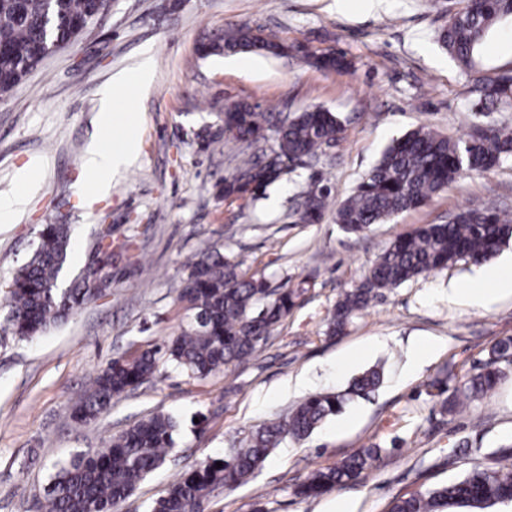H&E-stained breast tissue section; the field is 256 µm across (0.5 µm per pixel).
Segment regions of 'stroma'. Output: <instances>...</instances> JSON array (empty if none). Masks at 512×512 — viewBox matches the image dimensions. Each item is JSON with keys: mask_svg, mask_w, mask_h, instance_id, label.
Segmentation results:
<instances>
[{"mask_svg": "<svg viewBox=\"0 0 512 512\" xmlns=\"http://www.w3.org/2000/svg\"><path fill=\"white\" fill-rule=\"evenodd\" d=\"M464 0H110L76 40L48 56L0 98V201L23 196L0 216V288L29 259L45 224H69V283L104 228L117 251L103 297L28 342L0 335V512H40L55 462L95 449L142 417L163 411L180 423L166 464L148 476L121 512H148L174 475L227 456L252 431L309 395L347 391L379 366L382 385L351 399L310 437L276 448L245 485L214 491L206 512H385L396 496L497 467L499 443L512 438V362L496 388L460 413L443 416L430 383L458 385L512 338V295L489 310L449 299V285L476 287L477 266L447 269L384 291L339 336L326 319L342 291L397 236L438 224L494 198L512 211V161L441 191L423 206L345 233L332 216L297 224L292 213L315 179L336 201L351 195L384 149L422 126L456 139L471 118L473 84L434 41ZM246 23L313 52L351 59L345 74L304 63L300 55H253L245 72L223 57H201L203 38ZM150 86L136 82L142 61ZM129 83L113 110L135 119L136 162L98 193L86 170L100 136L101 100L117 73ZM295 113L311 105L335 112L344 140L330 156L269 186L242 210H225L219 183L233 168L214 151L209 125L225 100ZM272 284L312 281L295 307L249 360L198 381L169 370L115 402L94 424L76 426L72 400L116 355L181 331L178 291L202 244ZM435 342L414 370V347ZM379 444L384 452L359 482L315 498L295 495L310 471Z\"/></svg>", "mask_w": 512, "mask_h": 512, "instance_id": "35a3bbf8", "label": "stroma"}]
</instances>
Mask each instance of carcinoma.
<instances>
[{
    "label": "carcinoma",
    "mask_w": 512,
    "mask_h": 512,
    "mask_svg": "<svg viewBox=\"0 0 512 512\" xmlns=\"http://www.w3.org/2000/svg\"><path fill=\"white\" fill-rule=\"evenodd\" d=\"M105 0H0V96L19 86L44 60V41L67 44L104 8ZM512 18V0H467L437 33V42L474 77L472 111L485 117L467 126L456 140L422 126L396 140L356 190L336 208L335 221L348 234H362L374 224L416 208L470 174L488 172L512 160V124L488 121L512 99V67L493 74L477 70L480 50L490 32ZM203 55L256 53L286 57L293 51L273 34L235 25L202 44ZM316 67L342 74L351 61L341 52L306 53ZM222 135L212 139L236 147L242 158L224 179L227 208H240L294 168L329 155L344 139L341 120L318 106L292 116L256 111L238 101L218 115ZM333 200L332 188L313 181L294 211L299 222L315 224ZM37 249L8 285V312L0 332L20 341L60 324L76 310L97 301L108 281L112 242L99 239L70 284L61 276L71 253V225L46 224ZM512 242V219L495 202L465 208L446 224H427L395 238L371 265L362 281L345 290L327 318L326 335L343 334L381 292L459 260L478 263ZM312 284L272 288L263 276L248 274L240 264L210 245L190 263L179 293L186 322L178 336L112 359L91 387L72 405L71 419L79 426L95 421L112 402L152 380L164 368L205 380L216 372L251 358L278 325L298 306ZM512 355V339L499 341L479 372L453 388L432 384L440 397V413L454 414L466 403L494 389L504 372L502 359ZM383 372L372 368L355 378L350 392L316 393L289 414L264 424L246 437L231 455L210 459L184 471L157 499L151 512H205L210 495L219 488L246 484L273 449L310 436L330 417L341 413L350 396L376 390ZM179 427L168 413H154L111 437L102 448L79 452L54 466L41 502L42 512H119L121 503L174 448ZM377 445L364 448L333 466L318 468L294 493L317 497L356 483L379 458ZM500 465L476 469L461 480L425 492L393 498L387 512H443L450 504L490 507L512 500V439L496 451Z\"/></svg>",
    "instance_id": "obj_1"
}]
</instances>
